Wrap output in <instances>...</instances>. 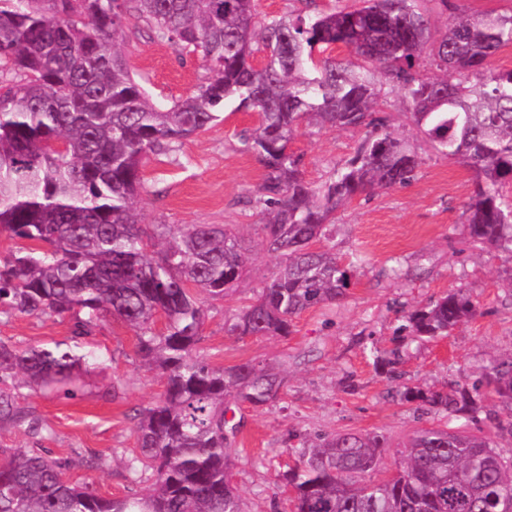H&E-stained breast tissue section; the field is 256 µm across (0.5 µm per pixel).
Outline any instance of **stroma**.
<instances>
[{"label":"stroma","mask_w":512,"mask_h":512,"mask_svg":"<svg viewBox=\"0 0 512 512\" xmlns=\"http://www.w3.org/2000/svg\"><path fill=\"white\" fill-rule=\"evenodd\" d=\"M122 49L162 107L185 97L206 76L199 57L159 40L134 17ZM395 85L393 75H381L373 117L414 149L418 172L407 186L377 190L337 211L327 244L353 268L347 294L336 304L303 311L286 337H240L224 326L257 297L276 266L260 245L257 191L264 168L240 143L241 134L257 125L254 114L225 113L223 122L194 135L176 153L156 151L143 159L138 208L144 228L229 224L254 247L237 289L206 303L197 346L215 367L246 361L288 367L279 402L259 409L245 404L236 411L233 483L244 512H291L282 475L293 467L301 441L318 434L384 433L390 446L383 465L392 468L416 431L447 421L443 411L404 400V390L470 389L512 359V290L506 286L512 260L470 246L465 209L472 173L444 157L414 126ZM362 137L359 130H320L304 123L291 147L302 156L304 179L316 185L353 156ZM450 292L471 299L476 315L443 338H418L405 330L408 312ZM69 335L68 320L0 307L2 341L36 346ZM136 344L135 330L107 319L88 344L104 372L84 376L71 396L24 388L18 397L21 407L49 427L42 445L68 462L70 481L106 497L139 492L120 457L135 447L136 413L164 391L163 377L140 362ZM484 405L468 432L491 436L503 454L512 453V433L503 429L512 417L492 400Z\"/></svg>","instance_id":"35a3bbf8"}]
</instances>
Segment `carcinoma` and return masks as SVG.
Instances as JSON below:
<instances>
[{
  "label": "carcinoma",
  "instance_id": "obj_1",
  "mask_svg": "<svg viewBox=\"0 0 512 512\" xmlns=\"http://www.w3.org/2000/svg\"><path fill=\"white\" fill-rule=\"evenodd\" d=\"M424 2L352 0L258 21L254 0H0V234L22 241L0 264V305L72 322L67 341H0V424L37 441L51 435L17 390L74 394L84 339L108 317L136 329L139 358L165 381L162 398L134 417L136 448L124 461L148 489L101 497L71 482L48 449L16 448L0 457V512H243L231 475L238 424L227 414L276 401L287 373L252 361L216 369L194 347L204 301L229 295L250 249L217 224H156L149 235L136 206L142 156L175 151L224 120L228 104L259 114L241 144L266 169L261 246L277 259L258 296L225 321L228 333L287 336L301 312L346 296L351 270L324 245L336 211L409 184L419 166L402 137L371 119L383 73L396 77L415 126L472 169V241L512 258V69L492 66L512 45V13L458 14L439 30ZM132 16L209 71L168 109L121 50ZM338 46L353 60L336 61ZM303 122L364 130L356 154L319 185L290 148ZM475 313L450 293L406 319L413 335L435 339ZM412 396L450 419L477 410L466 390ZM485 397L512 411V359L487 375ZM384 448L370 433L304 442L284 475L293 512H501L512 495V456L462 424L419 431L379 477Z\"/></svg>",
  "mask_w": 512,
  "mask_h": 512
}]
</instances>
